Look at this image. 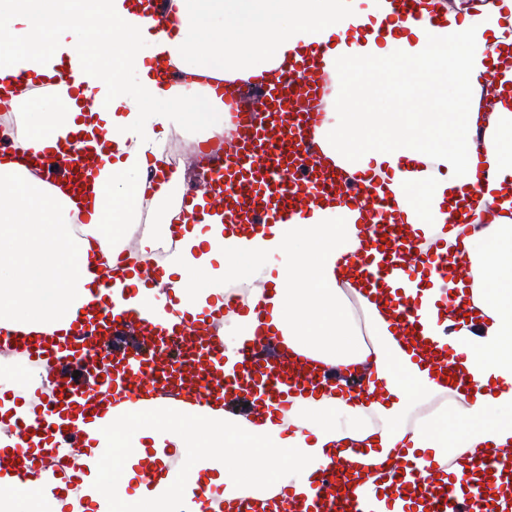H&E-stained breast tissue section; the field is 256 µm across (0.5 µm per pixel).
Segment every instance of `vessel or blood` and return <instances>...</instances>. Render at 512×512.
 <instances>
[{
	"label": "vessel or blood",
	"instance_id": "vessel-or-blood-1",
	"mask_svg": "<svg viewBox=\"0 0 512 512\" xmlns=\"http://www.w3.org/2000/svg\"><path fill=\"white\" fill-rule=\"evenodd\" d=\"M142 2L156 33L174 36L167 0ZM326 52L325 44H311L284 80L264 73L250 77L249 85L259 91L258 120L247 119L238 103L228 104L224 133L236 146L204 160L206 174L213 177L208 205L227 222L250 226L288 223L318 202L359 211L364 248L357 261L363 277L427 362L446 371L449 382L468 383L458 371L457 351L427 335L416 303L400 283L421 265L431 273L447 268L444 233L473 223L476 216L449 208L442 237L427 240L413 229L395 196L378 192L373 176H357L352 189L338 183L339 165L327 160L314 138L327 102L336 95L332 78L321 71ZM39 86L67 87L82 112L95 109L94 97L73 87L68 73ZM95 160L96 150L88 146L76 157L55 149L33 153L24 164L50 185L89 198L94 187L85 172ZM440 307L453 325L472 310L452 291ZM230 310L241 317L251 312L241 299L227 295L201 318L167 328L133 309L113 312L111 295L99 290L69 331L0 326V353L25 365L30 376L28 384L0 392V406L11 402L26 411L5 430L14 443L0 447V496L23 486L36 488L62 503V512H74V501L89 497V467L77 463L71 446L92 445L89 425H111L112 400L118 396L186 400L218 412L239 407L260 422L283 418L296 397L322 389L324 366L309 367L303 357L288 353L266 323L226 352L214 329ZM367 453L357 444L350 456L335 457L310 493L282 489L279 512H512V448L486 449L459 469L434 460L421 470L404 461L373 482L361 474L360 459ZM197 503L198 512H257L251 501L227 502L204 488Z\"/></svg>",
	"mask_w": 512,
	"mask_h": 512
}]
</instances>
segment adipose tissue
<instances>
[{
  "label": "adipose tissue",
  "mask_w": 512,
  "mask_h": 512,
  "mask_svg": "<svg viewBox=\"0 0 512 512\" xmlns=\"http://www.w3.org/2000/svg\"><path fill=\"white\" fill-rule=\"evenodd\" d=\"M136 0H0V78L19 72L36 79L67 67L76 84L100 101L97 119L84 123L67 93L38 99L12 97L26 127L11 140L16 154L69 142L77 132H104L97 166L87 177L95 188L89 224L74 231L75 202L19 163H0V326L64 329L78 318L98 286L95 272L111 268L116 309L152 313L167 324L197 316L224 292L226 277L248 284L249 305H262L285 344L331 367L360 365L362 392L333 391L295 399L280 424L256 425L245 417H218L184 404L120 403V418L95 432L112 448L114 512H197L198 471L227 499L284 487L309 489L336 451L359 441L375 470L399 457L447 461L449 453L477 455L512 445V84L499 81L486 118L488 156L478 164L473 128L474 95L487 84L486 58L512 51V0L490 14L458 18L441 0H428V19H397L389 0H172L176 35L160 39L140 15ZM362 31L359 41L350 30ZM327 42V66L340 65L361 99L350 112L332 103L315 137L329 156L348 161V173L383 174L388 190L425 236L442 233L449 203L492 222H475L445 234L448 255L465 259L469 283L433 278L431 286L404 281L422 321L441 332L438 301L448 288L478 309L447 338L466 357L460 367L477 389L449 385L403 339L393 311L351 269L361 241L359 225L339 208L320 205L310 215L270 229L204 216L182 226L168 256L169 291L141 286V266L165 242L180 214L183 170H167L156 192L145 171L163 161L164 141L176 129L207 139L224 133V101L212 81L245 79L297 57L313 40ZM175 66L184 82L164 88L154 72ZM388 91L378 102L380 91ZM415 155L421 168L403 169L400 156ZM149 204L153 223L117 265L109 239L138 222ZM450 399L449 429L409 420L432 398ZM188 452L194 471L167 473L125 487L147 456L166 449Z\"/></svg>",
  "instance_id": "obj_1"
}]
</instances>
